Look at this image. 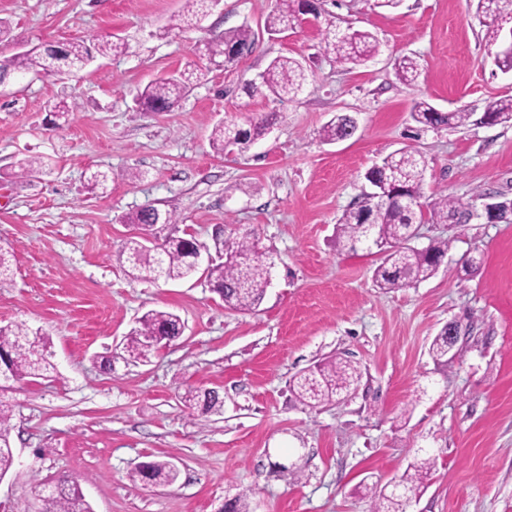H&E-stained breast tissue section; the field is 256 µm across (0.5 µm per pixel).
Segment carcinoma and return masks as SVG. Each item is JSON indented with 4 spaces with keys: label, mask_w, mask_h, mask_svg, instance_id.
<instances>
[{
    "label": "carcinoma",
    "mask_w": 512,
    "mask_h": 512,
    "mask_svg": "<svg viewBox=\"0 0 512 512\" xmlns=\"http://www.w3.org/2000/svg\"><path fill=\"white\" fill-rule=\"evenodd\" d=\"M209 0H184L178 15L179 23L189 26L204 13ZM477 10L490 19L485 34V46H496L501 42L506 25L512 24V0H478ZM314 12L316 7L308 0H279L275 11L266 20L267 31L272 34L284 32L298 21L299 14ZM255 42L252 30L247 26L227 29L218 39L207 42L205 55L209 60L218 58L232 63L251 52ZM325 51L332 53L341 62L359 64L366 62L379 52V42L368 31L342 29L330 24L324 38ZM96 52L102 56L118 55L125 51L126 43L107 38L96 39ZM89 46L84 38L68 42L60 56L52 60L41 51L14 56L10 63H0V76L7 72H35L54 77L64 72L85 66ZM209 69L193 68L172 74L149 84L141 93V103L154 112L173 108L190 89L201 82ZM398 76L402 84L413 87L418 78V65L408 56L398 63ZM257 86L280 99H292L307 85V70L294 58L280 56L274 59L260 75ZM411 117L424 126L433 128L458 127L466 124L471 113L464 110L440 112L427 100L414 101ZM493 124L512 122V96L491 101L485 112ZM275 117L261 115L249 120L244 127L237 124H218L212 132V145L219 151L236 145L248 147L255 139L265 134ZM349 119L338 115L324 129L329 140L347 136ZM426 171V160L417 150L401 149L387 156L381 164L370 168L365 178L375 188L371 196H363L356 205L347 210L336 227V244L351 252L364 250L380 256L373 278L380 288H403L412 283L432 277L438 264L448 252L449 242L434 240L424 249H416L408 242L416 236V225L421 223L423 209H428L431 219L440 224H461L475 216L474 206L460 198L441 195L422 203V184ZM129 224H175L177 217L170 212H160L146 205L127 216ZM201 244L193 237H168L162 245L148 256L143 251L142 241L133 237L121 250L129 273L150 282L175 281L188 278L198 271L194 253ZM271 260L259 251L247 237L228 241L224 260L204 269L209 283L215 286L224 300V305L239 312H250L262 301L269 283ZM181 318L170 311L150 310L139 320L127 337L124 353L133 362H144L156 349L153 338L173 341L181 336ZM453 341L448 339V329H443L432 341L429 351L438 361L448 357V348ZM7 357L9 374L5 380L21 381L27 377L42 376L53 368L48 350V340L39 332L17 326H0V358ZM362 378L359 367L351 360L336 357L302 373L293 380V390L298 398L310 407L337 403L358 387ZM194 406L202 412L213 410L218 397L215 392L200 389L190 397ZM12 414L9 407L0 402V477L5 475L14 461L11 447ZM432 459L425 457L408 466L399 484L411 493L426 488ZM178 476L173 463L154 460L148 467L138 468L133 477L145 485L169 486ZM37 512H92L85 500L79 483L68 477L58 478L53 487L46 482L37 485ZM409 499L400 494L380 490L376 496L374 512H406Z\"/></svg>",
    "instance_id": "cac0c4a2"
}]
</instances>
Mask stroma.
I'll use <instances>...</instances> for the list:
<instances>
[{
	"mask_svg": "<svg viewBox=\"0 0 512 512\" xmlns=\"http://www.w3.org/2000/svg\"><path fill=\"white\" fill-rule=\"evenodd\" d=\"M276 4L213 0L201 21L174 30L184 0H0V59L92 35L127 45L60 79L0 87V247L13 271L0 286V325L46 332L55 366L6 395L15 462L0 512H37L33 486L60 476L79 481L94 512H224L243 492L251 512H373L372 487L399 481L425 453L431 481L407 512H512V224L424 219L411 245L448 239L443 264L387 292L372 281L376 256L336 245L366 172L402 148L427 160L425 198H512V124L480 122L490 101L512 95V72L485 56L477 0H402L392 11L319 0L317 15L271 35ZM331 23L371 32L380 53L361 66L326 54ZM244 24L251 54L209 63L170 111L139 108L147 84L207 63L206 41ZM406 55L419 65L411 88L395 73ZM279 56L306 63V89L283 102L248 93ZM421 97L472 118L424 127L410 117ZM62 100L75 107L66 118L49 110ZM270 112L275 124L248 148L213 149L217 122ZM339 114L356 119V133L325 141ZM25 157L41 168L20 174ZM95 170L108 175L106 193L87 188ZM146 205L175 213L167 234L193 235L212 255L250 235L274 258L262 304L226 308L200 272L131 278L120 249L141 229L126 218ZM468 255L481 260L473 276L460 270ZM152 309L180 315L183 335L148 362L125 360L128 333ZM451 321L467 328L460 354L435 362L429 346ZM337 356L359 365L358 389L324 407L300 403L294 376ZM201 388L221 406L188 407ZM158 458L176 465L174 484L132 481Z\"/></svg>",
	"mask_w": 512,
	"mask_h": 512,
	"instance_id": "1",
	"label": "stroma"
}]
</instances>
